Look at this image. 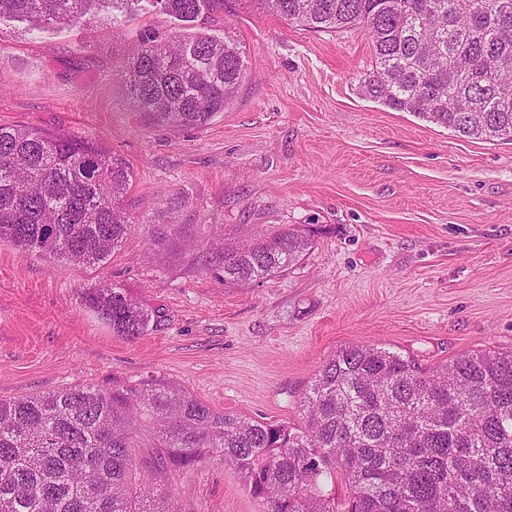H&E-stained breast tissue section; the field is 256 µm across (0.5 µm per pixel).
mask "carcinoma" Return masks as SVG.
Listing matches in <instances>:
<instances>
[{"label":"carcinoma","instance_id":"cac0c4a2","mask_svg":"<svg viewBox=\"0 0 512 512\" xmlns=\"http://www.w3.org/2000/svg\"><path fill=\"white\" fill-rule=\"evenodd\" d=\"M138 0H0V18L60 29ZM210 25L228 0H154ZM289 24L360 29L372 44L366 95L462 138L512 141V0H254ZM247 79L229 22L157 41L139 32L125 80L147 117L199 128ZM133 173L96 141L0 124V244L105 264L132 229ZM291 224L224 238L206 253L224 284L274 277L312 248ZM83 304L135 339L161 311L117 286ZM304 425L219 412L160 377L76 383L0 399V512H178L170 479L218 457L264 512H512V350H470L437 366L375 344L336 351L302 397ZM346 487L336 498L333 483Z\"/></svg>","mask_w":512,"mask_h":512}]
</instances>
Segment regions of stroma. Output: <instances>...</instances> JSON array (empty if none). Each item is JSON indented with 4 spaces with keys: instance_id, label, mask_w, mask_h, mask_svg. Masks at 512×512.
Listing matches in <instances>:
<instances>
[{
    "instance_id": "obj_1",
    "label": "stroma",
    "mask_w": 512,
    "mask_h": 512,
    "mask_svg": "<svg viewBox=\"0 0 512 512\" xmlns=\"http://www.w3.org/2000/svg\"><path fill=\"white\" fill-rule=\"evenodd\" d=\"M111 17L49 31L0 20V124L121 154L135 221L100 267L0 244V399L158 376L215 410L298 426L303 394L342 347L379 344L426 365L512 349V142L462 138L363 96V31L239 7L230 21L249 74L234 102L202 128L157 125L123 78L132 34L164 40L183 24L151 0L128 36ZM281 224L315 236L277 276L233 288L199 263L210 239ZM92 284L161 309L160 325L113 335L81 302ZM168 490L181 512H263L219 460Z\"/></svg>"
}]
</instances>
